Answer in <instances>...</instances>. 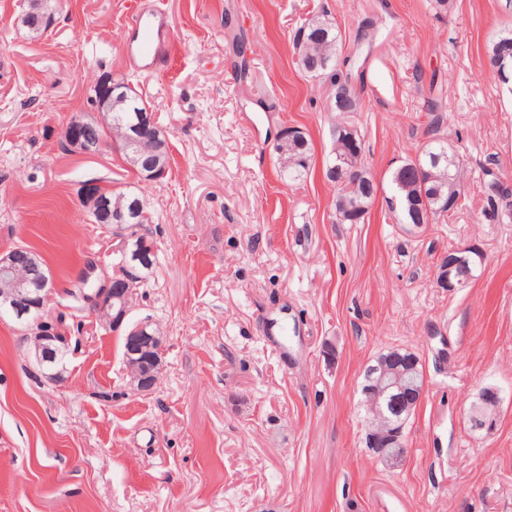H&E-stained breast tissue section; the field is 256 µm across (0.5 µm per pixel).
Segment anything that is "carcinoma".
<instances>
[{"label": "carcinoma", "mask_w": 512, "mask_h": 512, "mask_svg": "<svg viewBox=\"0 0 512 512\" xmlns=\"http://www.w3.org/2000/svg\"><path fill=\"white\" fill-rule=\"evenodd\" d=\"M55 17L53 0H30L28 12L22 23L38 36L44 35ZM305 29L306 43L297 47L301 68L327 85L331 90L341 89L346 94L342 106L344 112H356L359 108V95L355 87V72L358 71L356 59L345 58L337 62V45L340 34L336 24L328 15L321 13L311 17L302 25ZM505 50L512 51V28L506 29L493 42L489 61L495 63ZM112 86V119L101 126L93 118L75 114L70 120L85 126L90 138L101 140L111 151L117 153L138 179L150 183L169 166V145L167 136L161 128L154 125L147 133L137 132L140 115L150 110L136 87L123 81L104 80ZM362 141L357 131L338 125L333 130V149L326 165V176L336 184V205H346L341 212V223L359 224L364 221L372 203L373 182L362 162ZM276 163L281 175L290 180H300L309 170L312 162V147L306 134L296 129L278 147L274 148ZM423 171L406 170L397 167L392 172V183L396 187L397 198L401 201V221L412 227L431 215L433 218L454 214L463 203L456 205V198L464 199L463 162L450 151L448 145L438 138L433 139L427 148V154L421 157ZM83 206L95 224L112 231L114 236H127L138 240L146 237V225L152 221L148 198L141 191H114L110 188H95V194L82 197ZM48 271L42 259L27 265L18 275L30 283L41 279ZM44 319L52 325L61 341H66V314L54 313L53 303H45L42 313ZM395 357L398 371L405 373L407 383L405 393L414 397L424 386L423 365L415 352L397 348L378 355L364 369V377L374 375L378 360Z\"/></svg>", "instance_id": "1"}]
</instances>
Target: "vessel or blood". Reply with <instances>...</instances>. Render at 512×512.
Returning <instances> with one entry per match:
<instances>
[{
	"label": "vessel or blood",
	"mask_w": 512,
	"mask_h": 512,
	"mask_svg": "<svg viewBox=\"0 0 512 512\" xmlns=\"http://www.w3.org/2000/svg\"><path fill=\"white\" fill-rule=\"evenodd\" d=\"M124 57L138 70L164 71L173 51L170 13L166 0H150L134 8L127 23Z\"/></svg>",
	"instance_id": "b4317fda"
}]
</instances>
